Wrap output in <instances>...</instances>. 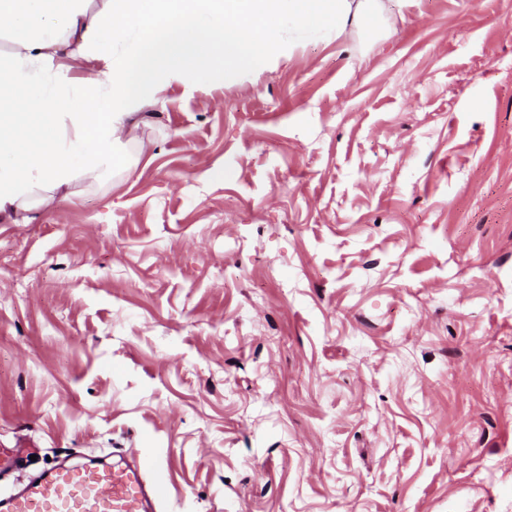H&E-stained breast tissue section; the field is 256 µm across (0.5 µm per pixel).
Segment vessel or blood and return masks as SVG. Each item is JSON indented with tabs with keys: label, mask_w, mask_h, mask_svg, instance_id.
<instances>
[{
	"label": "vessel or blood",
	"mask_w": 512,
	"mask_h": 512,
	"mask_svg": "<svg viewBox=\"0 0 512 512\" xmlns=\"http://www.w3.org/2000/svg\"><path fill=\"white\" fill-rule=\"evenodd\" d=\"M165 496V485H146L138 467L55 465L24 490L1 495L0 512H149V499Z\"/></svg>",
	"instance_id": "b4317fda"
}]
</instances>
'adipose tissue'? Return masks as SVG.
<instances>
[{
  "mask_svg": "<svg viewBox=\"0 0 512 512\" xmlns=\"http://www.w3.org/2000/svg\"><path fill=\"white\" fill-rule=\"evenodd\" d=\"M382 0H0V221L136 166L129 120L184 72L247 74L309 28L365 27ZM89 62L71 81L59 55Z\"/></svg>",
  "mask_w": 512,
  "mask_h": 512,
  "instance_id": "ef3b65f1",
  "label": "adipose tissue"
}]
</instances>
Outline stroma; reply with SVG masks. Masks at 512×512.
<instances>
[{"mask_svg":"<svg viewBox=\"0 0 512 512\" xmlns=\"http://www.w3.org/2000/svg\"><path fill=\"white\" fill-rule=\"evenodd\" d=\"M185 73L129 173L0 223V448L156 512H512V0Z\"/></svg>","mask_w":512,"mask_h":512,"instance_id":"35a3bbf8","label":"stroma"}]
</instances>
